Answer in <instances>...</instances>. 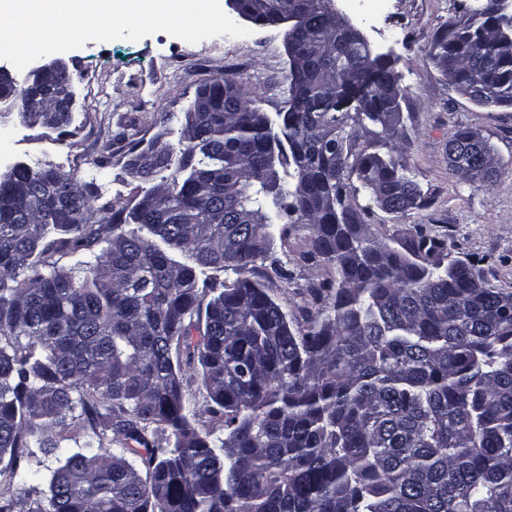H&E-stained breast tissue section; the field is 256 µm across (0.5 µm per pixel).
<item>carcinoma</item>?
I'll return each mask as SVG.
<instances>
[{"mask_svg":"<svg viewBox=\"0 0 512 512\" xmlns=\"http://www.w3.org/2000/svg\"><path fill=\"white\" fill-rule=\"evenodd\" d=\"M300 24L285 105L265 124L256 85H205L206 120L186 114L131 209L44 162L0 193V512H512V292L446 253L423 224L392 244L353 205L394 216L418 184L390 155L354 151L358 129L407 140L404 89L365 38L305 0H267ZM512 0H471L428 49L483 75L471 101L512 105ZM453 174L489 142L448 138ZM334 192L324 214L299 198ZM41 197L31 212L27 199ZM292 226L302 260L335 275L288 314L253 279L292 272L271 255ZM78 257L57 268L55 255ZM197 381L203 403L186 399ZM160 433L172 446L157 444ZM74 445H67L68 441ZM41 455L48 464L33 467Z\"/></svg>","mask_w":512,"mask_h":512,"instance_id":"1","label":"carcinoma"}]
</instances>
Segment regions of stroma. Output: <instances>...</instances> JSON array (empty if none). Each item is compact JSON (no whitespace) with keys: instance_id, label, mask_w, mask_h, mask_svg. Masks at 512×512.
Returning <instances> with one entry per match:
<instances>
[{"instance_id":"35a3bbf8","label":"stroma","mask_w":512,"mask_h":512,"mask_svg":"<svg viewBox=\"0 0 512 512\" xmlns=\"http://www.w3.org/2000/svg\"><path fill=\"white\" fill-rule=\"evenodd\" d=\"M459 2L389 0L386 13L371 18L357 0H335L374 51L395 55L405 89L401 112L410 147L377 148L373 133L363 131L355 149H380L400 160L422 191L421 203L403 217L372 206L364 191L356 203L367 207L368 223L397 242L406 240L413 225H428L447 239L451 255L481 261L488 280L512 291V106L486 107L461 96L427 55L439 28L457 16ZM250 30L245 37L222 35L195 44L157 32L137 41H89L63 53L77 81L79 111L70 125L56 130L26 127L13 118L0 121V165L49 162L75 174L100 202L135 204L146 186L128 171L132 152L163 131L177 142L185 114L205 84L234 72L260 86L264 112L281 107L287 28L254 24ZM461 127L479 132L501 161L489 186L470 185L449 169L448 139ZM107 144L112 162L101 169L96 160ZM306 237V231L293 230L272 249L288 262L294 278L275 283L270 293L292 313L304 306L308 283L330 273L326 266L301 261Z\"/></svg>"}]
</instances>
